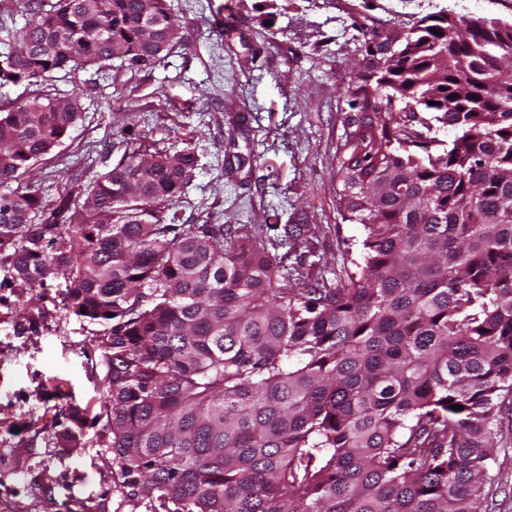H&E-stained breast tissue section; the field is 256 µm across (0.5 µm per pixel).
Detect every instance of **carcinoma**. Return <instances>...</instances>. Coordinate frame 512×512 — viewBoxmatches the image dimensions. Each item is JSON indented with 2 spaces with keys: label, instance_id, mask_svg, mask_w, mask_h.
<instances>
[{
  "label": "carcinoma",
  "instance_id": "obj_1",
  "mask_svg": "<svg viewBox=\"0 0 512 512\" xmlns=\"http://www.w3.org/2000/svg\"><path fill=\"white\" fill-rule=\"evenodd\" d=\"M18 0L0 38V288L64 284L96 336L109 448L147 512H480L512 405V27L443 11L356 23L342 219L355 270L292 273L247 225L177 224L192 151L136 148L48 201L25 181L77 94L176 40L166 0ZM399 53V61L389 57ZM454 129L434 146L432 130ZM463 409L454 410L452 406Z\"/></svg>",
  "mask_w": 512,
  "mask_h": 512
}]
</instances>
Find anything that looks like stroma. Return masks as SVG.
Wrapping results in <instances>:
<instances>
[{
	"label": "stroma",
	"instance_id": "obj_1",
	"mask_svg": "<svg viewBox=\"0 0 512 512\" xmlns=\"http://www.w3.org/2000/svg\"><path fill=\"white\" fill-rule=\"evenodd\" d=\"M179 38L140 71L112 70L81 97L83 119L34 165L46 199L69 170L86 180L128 147L191 150L198 158L174 210L180 224H248L266 245L304 225L308 251L286 267L351 269L361 228L340 215L344 85L362 55L353 21L450 9L512 22V0H167ZM98 326L61 301L0 289V512H145L108 448L95 347ZM84 427L66 445L70 412ZM481 512H512V434H503Z\"/></svg>",
	"mask_w": 512,
	"mask_h": 512
}]
</instances>
